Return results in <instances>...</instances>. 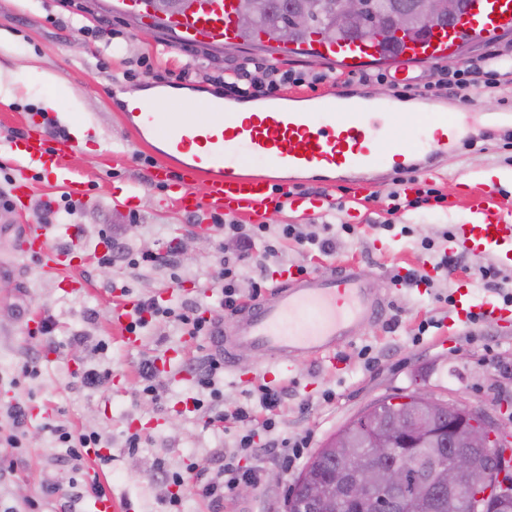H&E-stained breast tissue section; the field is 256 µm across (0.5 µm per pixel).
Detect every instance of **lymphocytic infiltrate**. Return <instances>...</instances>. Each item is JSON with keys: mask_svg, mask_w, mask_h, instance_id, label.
Listing matches in <instances>:
<instances>
[{"mask_svg": "<svg viewBox=\"0 0 512 512\" xmlns=\"http://www.w3.org/2000/svg\"><path fill=\"white\" fill-rule=\"evenodd\" d=\"M224 75L230 78L231 89L246 98L264 91L272 93L287 88L294 82L292 74L280 70L273 63L247 61L225 70ZM213 223L216 230L222 231L225 239L234 242L238 249L236 257L225 258L216 277L222 295L221 305L232 313L242 304L243 295L239 283L244 277L246 262L250 259L253 248H260V259L264 262L277 257L280 244L288 241L315 248L325 255L331 254L336 248L335 237L307 235L296 224H281L275 228L267 224H234L226 222L220 216L214 217ZM161 321L179 323L191 336L209 337L215 331L214 319L206 316L203 310H177L154 298L138 303L126 330L136 334L149 324ZM223 371L224 361L221 357L212 354L206 358L196 374L195 384L199 394L193 398L192 406L206 416L210 426L218 428L226 423L239 425L236 449L202 465L190 464L183 472L161 468V478L168 487L167 494L159 500L162 512H182L183 496L180 489L189 475L194 478L195 495L212 505L215 512H220L223 507L225 492L234 490L243 483L259 484L262 473L256 461L262 451L255 445L258 432L270 434L269 446L277 450L283 465H290L301 454V441L287 437L276 439L272 436L277 428L272 412L280 403L281 390L264 383L259 384L256 388L257 405L240 404L228 410L222 404V394L217 387V378Z\"/></svg>", "mask_w": 512, "mask_h": 512, "instance_id": "f902f5d3", "label": "lymphocytic infiltrate"}]
</instances>
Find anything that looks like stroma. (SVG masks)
I'll use <instances>...</instances> for the list:
<instances>
[{
    "mask_svg": "<svg viewBox=\"0 0 512 512\" xmlns=\"http://www.w3.org/2000/svg\"><path fill=\"white\" fill-rule=\"evenodd\" d=\"M0 0V31L11 45L10 56L0 55V66L19 69L36 61L38 67L64 79L66 92L43 85H20L16 95L0 102V193H10L15 179L29 187L27 200L0 208V408L21 400L28 406L26 449L15 470L0 477V512H15L24 498L40 493L48 484L83 482L98 470L108 491L126 498L134 512H159L167 488L159 465L186 467L205 463L216 453L232 450L235 429L208 426L204 414L194 411L197 394L194 369L211 351L201 337L183 333L176 324L161 322L148 327L139 347H127L112 329L110 312L115 303L113 284L126 286L130 299L165 296L175 306H193L221 315L215 276L224 261L218 231L181 212L162 186L148 179L153 158L124 126L118 91L151 88L186 89L221 94L226 104L236 103L231 90L216 76L246 60L274 63L299 72H324L343 79L346 93L364 92L389 105L418 104L436 99L431 89L441 68L457 67L499 54L512 55V33L495 40L477 41L465 49L462 60L436 59L413 65L410 79L387 76L384 83L362 85L348 70L305 55L281 56L273 49L216 42L182 44L175 33L155 30L143 37L146 20L123 0H102L104 8L92 13L86 0ZM46 115L63 129L72 121L87 128L86 138L68 154L66 167L84 183L85 195L73 199L66 186L47 177L40 168L21 166L11 145L32 120ZM501 171L505 180L484 194V173ZM396 176L386 173L365 192L350 184H312L292 181L295 196L324 195L329 208L295 211L268 207L264 224H297L307 234H322L327 224H354L355 234H340L336 251L324 256L295 243H285L265 269H248L240 284L250 292L253 282H263V295L278 285L281 269L306 268L326 273L343 265L355 266L373 295L384 299L383 316L359 324L355 339L336 352L335 363L306 356L294 362L290 376L280 379L259 360L243 356L236 375H224L219 386L225 408L244 403L254 385L267 383L283 392L275 410L282 431L305 435L313 456L326 438L378 400L427 386L436 397L458 400L488 412L495 411L502 392L512 393V319L484 317L475 329H466L443 302L460 285L470 286L476 302H497L492 291L475 285L471 272L490 266L512 276V265L489 253L462 252L456 270L433 287L404 280L407 272L432 273L439 250L426 251L422 240H440L444 231L472 218L471 206L479 197L491 203L512 204V121L477 122L465 146L449 154L419 182L438 188L443 202L391 212L390 194ZM135 190L132 208L115 206V194ZM57 206L75 203L73 215H61L60 243H69L66 225L79 227L76 236L83 255L75 265L55 273L43 272L38 261L22 253L19 241L26 229L42 223L47 201ZM391 230H382V223ZM121 226L137 253L161 254L159 262L134 267L116 263L98 266L96 254L105 252L106 225ZM201 236L205 246L197 251L174 250L182 239ZM52 314L57 321L56 348L34 345L27 323L34 315ZM442 321L421 342L412 330L424 318ZM104 351H97L98 343ZM370 348L373 364L359 358ZM175 355L170 369L159 376V396H137L138 369L167 349ZM39 357L40 374L12 385L19 365ZM84 368L109 370L104 385L88 386L78 373ZM64 424L75 430L100 434L107 465L85 459L82 467L65 461L56 448L51 426ZM139 433L135 451L125 446L129 434ZM260 485L239 489L224 499L223 512H287V499L300 467L282 470L274 455H265Z\"/></svg>",
    "mask_w": 512,
    "mask_h": 512,
    "instance_id": "stroma-1",
    "label": "stroma"
}]
</instances>
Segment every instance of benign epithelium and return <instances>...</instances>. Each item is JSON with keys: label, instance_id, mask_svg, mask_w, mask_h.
Returning a JSON list of instances; mask_svg holds the SVG:
<instances>
[{"label": "benign epithelium", "instance_id": "1", "mask_svg": "<svg viewBox=\"0 0 512 512\" xmlns=\"http://www.w3.org/2000/svg\"><path fill=\"white\" fill-rule=\"evenodd\" d=\"M238 23L253 24L255 0H236ZM179 8V0H154L151 13L160 20ZM464 11V0H391L383 15L384 25L370 27L376 19V0H333L331 24L321 38L336 40L342 31H353L362 38L378 32L386 38L403 30L448 20L453 23ZM396 413L392 437L375 433L372 423L383 413L377 404L356 418L360 442L337 444L343 475L342 493L335 498L336 512H351L365 504L375 512H413L411 500L415 479L411 471L412 436L432 435V421L448 416V447L461 438L471 448H481L484 461L466 452L451 453L448 465L441 467L440 480L448 486L458 512H512V395L500 399L497 411L489 414L453 400H442L418 387L391 400ZM326 500L323 488L313 485L304 500L290 503V512H308L313 501Z\"/></svg>", "mask_w": 512, "mask_h": 512}]
</instances>
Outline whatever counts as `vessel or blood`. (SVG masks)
Masks as SVG:
<instances>
[{"label": "vessel or blood", "mask_w": 512, "mask_h": 512, "mask_svg": "<svg viewBox=\"0 0 512 512\" xmlns=\"http://www.w3.org/2000/svg\"><path fill=\"white\" fill-rule=\"evenodd\" d=\"M174 24L190 43L239 41L234 0H221L219 7L190 13ZM509 30L512 0H471L465 22L432 29L424 39L404 40L391 62L403 75L409 65L446 57L465 37L492 39ZM307 48L318 57L351 67L382 54L370 40L326 44L314 38ZM199 106L203 111L199 117L161 112L150 101L122 114L126 126L155 158L149 168L151 181L167 186L179 209L195 217L218 213L258 220L284 177L299 180L337 173L363 189L378 177L387 153L400 170L403 188L411 191L420 169L464 143L461 113H427L413 139L407 140L389 122L385 102L354 98L339 89L329 91L309 111L268 104L243 118L226 111L219 100H203ZM16 145L71 195H83L82 182L74 180L63 163L73 149L71 142L60 139L48 144L45 135L33 129ZM200 180L206 183L202 197L195 191ZM475 213L469 223L458 225L455 245L472 253L492 252L512 264V217L483 205L476 206ZM51 231V225H38L25 233L22 246L23 253L37 259L47 272L56 271L66 253L79 248L75 242L55 245ZM479 309L500 318L512 315L505 306L476 305L469 288L457 289L454 313L459 320ZM135 310V302L119 300L111 312L114 326L131 347L138 346L139 338L125 327ZM383 312V302L352 268L313 276L289 271L270 298L245 305L212 342L226 372H235L239 357L251 353L285 375L300 357L334 358L341 345L354 340L359 322L378 319Z\"/></svg>", "instance_id": "1"}]
</instances>
